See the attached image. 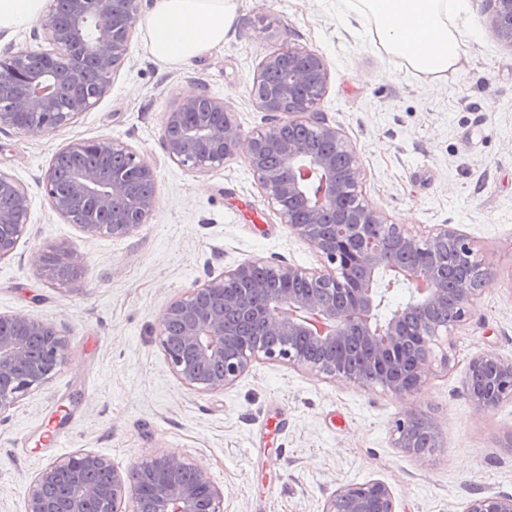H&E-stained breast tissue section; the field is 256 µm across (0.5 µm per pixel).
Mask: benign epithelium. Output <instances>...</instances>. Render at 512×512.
<instances>
[{
    "mask_svg": "<svg viewBox=\"0 0 512 512\" xmlns=\"http://www.w3.org/2000/svg\"><path fill=\"white\" fill-rule=\"evenodd\" d=\"M492 31L512 47V0H491ZM138 0H51L37 26L49 48L18 51L0 59V127L43 134L68 125L109 90L112 75L130 53ZM329 70L322 56L284 45L253 77L251 93L273 116L269 128L249 141L247 163L268 203L291 233L326 260L324 270L250 261L189 289L163 313L161 346L178 379L199 392L233 384L259 358L286 361L346 381L365 384L363 371L333 358L317 360L296 345L342 349L350 340L365 348L375 382L402 396L418 392L435 360L431 344L439 326L431 313L448 302V282L434 269L436 249L457 243L464 257L472 244L444 224L424 238L390 224L360 200L361 170L341 132L319 112ZM169 158L205 171L238 153L239 127L224 100L205 92L176 100L162 117ZM76 154L125 157L131 172L77 166L65 177L50 163L42 187L51 207L89 236H126L145 223L156 205L157 174L128 144L117 139L81 140ZM0 260L12 255L27 223V189L0 172ZM47 276L77 282L83 257L65 246L40 255ZM299 281L312 284L301 290ZM395 288L411 299L383 318L379 310ZM452 315L442 327L464 322L477 305L479 288L453 289ZM63 327L22 315L0 314V416L29 392L45 386L68 358ZM463 388L479 413L512 399V360L487 352L473 358ZM397 447L411 455L413 432L438 446L431 416L409 412L398 420ZM26 512H224V493L201 462L159 451L126 473L90 450L65 455L32 480ZM324 512H396L391 489L380 481L340 486ZM466 512H512V496L471 500Z\"/></svg>",
    "mask_w": 512,
    "mask_h": 512,
    "instance_id": "1",
    "label": "benign epithelium"
}]
</instances>
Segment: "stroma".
Returning <instances> with one entry per match:
<instances>
[{"label":"stroma","mask_w":512,"mask_h":512,"mask_svg":"<svg viewBox=\"0 0 512 512\" xmlns=\"http://www.w3.org/2000/svg\"><path fill=\"white\" fill-rule=\"evenodd\" d=\"M152 2L139 0L130 54L93 107L49 134L0 128V171L29 195L25 232L0 260V314L67 326L70 342L52 380L0 416V512H25L33 478L80 449L122 472L161 450L197 459L224 512H323L341 485L372 480L391 489L397 512H465L473 498L512 496V399L480 413L462 386L472 358L512 359V47L490 29V0H469L455 17L464 60L439 81L389 52L370 25H349L336 0H238L224 46L164 68L144 47ZM286 44L328 65L320 110L356 153L363 199L420 236L455 228L482 262L477 307L447 335L449 365L415 394L263 359L224 390L198 392L160 346L164 309L193 286L256 259L324 266L282 224L244 155L193 171L162 143L163 113L189 91L223 99L243 139L263 131L272 116L255 104L252 80ZM104 138L157 173L154 210L123 237L86 235L41 186L58 152ZM59 244L85 258L81 281L42 273L39 254ZM415 409L439 436L419 457L395 444L397 420ZM51 433L59 447L48 446Z\"/></svg>","instance_id":"35a3bbf8"}]
</instances>
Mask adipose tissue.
Returning <instances> with one entry per match:
<instances>
[{
	"label": "adipose tissue",
	"instance_id": "obj_1",
	"mask_svg": "<svg viewBox=\"0 0 512 512\" xmlns=\"http://www.w3.org/2000/svg\"><path fill=\"white\" fill-rule=\"evenodd\" d=\"M46 0H0V34L10 35L38 20ZM359 21L373 24L390 52L415 70L436 77L460 62L457 29L449 14H461L468 0H359ZM237 0H153L145 49L164 67L189 64L234 34Z\"/></svg>",
	"mask_w": 512,
	"mask_h": 512
}]
</instances>
